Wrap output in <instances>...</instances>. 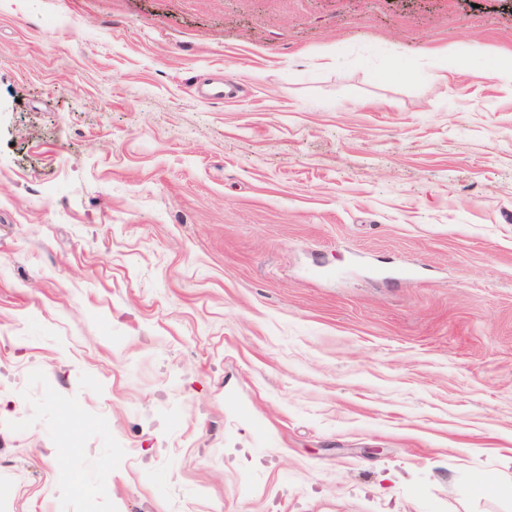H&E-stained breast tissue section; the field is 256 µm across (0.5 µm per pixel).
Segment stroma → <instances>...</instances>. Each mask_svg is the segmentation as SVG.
Here are the masks:
<instances>
[{"label":"stroma","mask_w":512,"mask_h":512,"mask_svg":"<svg viewBox=\"0 0 512 512\" xmlns=\"http://www.w3.org/2000/svg\"><path fill=\"white\" fill-rule=\"evenodd\" d=\"M451 42L512 0H0V512H512V82Z\"/></svg>","instance_id":"stroma-1"}]
</instances>
